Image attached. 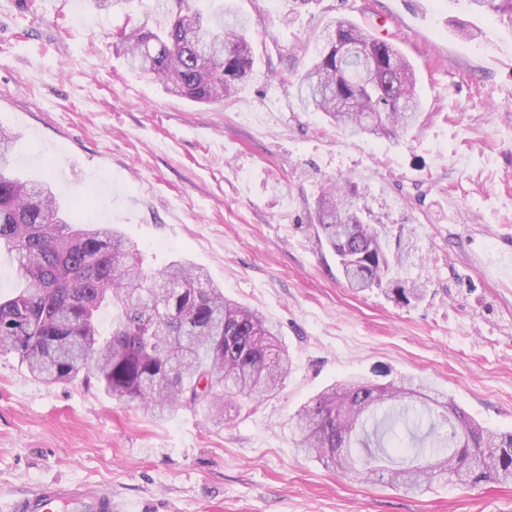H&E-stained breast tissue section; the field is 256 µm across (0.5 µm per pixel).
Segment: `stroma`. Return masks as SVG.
Returning a JSON list of instances; mask_svg holds the SVG:
<instances>
[{
	"instance_id": "stroma-1",
	"label": "stroma",
	"mask_w": 512,
	"mask_h": 512,
	"mask_svg": "<svg viewBox=\"0 0 512 512\" xmlns=\"http://www.w3.org/2000/svg\"><path fill=\"white\" fill-rule=\"evenodd\" d=\"M0 0V128L13 173L52 184L78 224H112L146 270L186 259L276 322L293 364L280 392L222 426L155 420L96 385L47 386L0 353V512L43 485L109 490L131 512H512V483L445 479L408 496L348 480L294 447L289 420L337 382L414 377L512 432V33L459 0H229L249 21L252 72L200 105L131 70L126 22L89 0ZM350 20L411 63L419 127L347 137L300 108L288 80L326 27ZM477 29L475 39L462 29ZM368 191L390 228L412 217L429 282L405 305L356 291L316 232L330 181Z\"/></svg>"
}]
</instances>
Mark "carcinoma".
<instances>
[{"label":"carcinoma","instance_id":"cac0c4a2","mask_svg":"<svg viewBox=\"0 0 512 512\" xmlns=\"http://www.w3.org/2000/svg\"><path fill=\"white\" fill-rule=\"evenodd\" d=\"M168 2L175 11L168 26L116 33L131 67L194 103L232 97L253 64L246 18L233 8L205 12L193 0ZM464 2L512 30V0ZM296 96L348 136L390 140L420 121L412 65L349 20L336 22ZM12 147V135L0 130V253L22 285L0 299V351L15 353L45 385L93 383L154 419L186 406L219 425L227 407L240 412L280 388L290 355L274 323L226 298L200 267L175 262L148 272L117 228L69 222L50 185L7 171ZM366 197L350 179L329 186L318 206L327 248L350 287L419 300L427 281L404 276L417 252L414 233L399 229L390 246L383 221L364 220ZM103 308L112 311L107 335L97 319ZM425 418L427 430L411 432L410 454L393 458L385 446L391 431ZM291 429L304 455L406 493L425 492L438 475L470 488L512 482V432L483 426L412 377L334 384L295 413ZM357 447L365 455L354 456Z\"/></svg>","mask_w":512,"mask_h":512}]
</instances>
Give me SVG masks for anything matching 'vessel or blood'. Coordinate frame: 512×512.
I'll return each mask as SVG.
<instances>
[{"label": "vessel or blood", "instance_id": "vessel-or-blood-1", "mask_svg": "<svg viewBox=\"0 0 512 512\" xmlns=\"http://www.w3.org/2000/svg\"><path fill=\"white\" fill-rule=\"evenodd\" d=\"M68 502L73 512H121L109 491L87 492L78 482L44 485L38 494L12 505V512H55L59 502Z\"/></svg>", "mask_w": 512, "mask_h": 512}]
</instances>
